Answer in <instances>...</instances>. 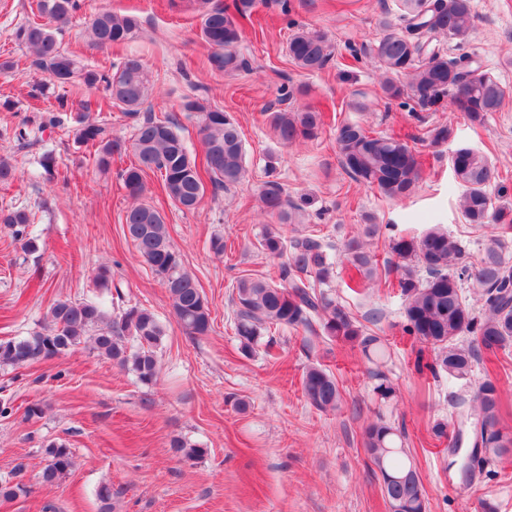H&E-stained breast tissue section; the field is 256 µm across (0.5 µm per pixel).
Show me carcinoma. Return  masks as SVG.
Wrapping results in <instances>:
<instances>
[{"label": "carcinoma", "mask_w": 512, "mask_h": 512, "mask_svg": "<svg viewBox=\"0 0 512 512\" xmlns=\"http://www.w3.org/2000/svg\"><path fill=\"white\" fill-rule=\"evenodd\" d=\"M255 0H186L185 6L199 12L201 40L208 50L207 65L215 73L232 75L247 67L241 52L244 27L252 21ZM82 0H35L32 18L17 25L13 40L30 53V66L60 87L103 88L107 108H117L134 119L131 142L112 134L104 120L86 111L75 118L74 139L95 148L97 167L108 172L112 157L132 152L134 161L119 172L126 191L134 200L125 215L126 235L143 261L161 278L171 300L176 322L189 336H206L211 331V311L203 293L183 266L173 246L161 212L141 201L146 192L147 171L160 173L162 189L178 207L195 209L205 195L203 176L219 189L245 181V146L234 116L204 98H185L182 110L194 114L204 148L202 163L192 159L171 119L160 120L146 107L153 80L150 71L135 55L119 64L91 67L65 49L57 37L82 10ZM380 37L369 47L381 71L384 98H408L425 109L448 100V108L463 113L474 126L485 124L489 115L501 111L506 90L498 78L469 55L448 58L441 40L460 47L474 27L472 0H399L398 11L384 13L379 20ZM132 14L99 13L88 27L89 44L98 49L120 45L139 30ZM334 52L327 33L301 28L288 40V55L297 67L308 72L323 70ZM55 110L41 116L37 130L65 129L69 99L56 97ZM100 103L97 110H102ZM276 137L285 145L317 137L323 121L321 112L310 107L269 113ZM433 144L445 143L453 135L452 124H439L425 132ZM336 147L341 165L351 178L374 187L389 198L411 195L421 178L415 154L398 137L369 134L357 123L336 127ZM456 179L465 187L459 206L469 224L512 226V206H495L487 187L498 172L479 151L459 148L452 163ZM262 211L278 220L265 226L259 245L271 257L287 256L278 280L241 275L235 280V331L242 351H252L272 328L310 329L312 317L321 320L323 333L357 344L375 381L373 392L388 402L396 388L383 370L389 351L381 337L367 332L343 305L322 292L333 276L335 262L319 240L311 235L288 238L283 224H300L304 207L288 199L275 180L263 183L257 193ZM35 215L25 207L0 209V224L11 230L23 249H38L29 232ZM379 233V225L366 224L362 234L346 239L342 252L356 271L358 284L370 286L379 279L378 265L368 241ZM396 257L397 286L404 297L403 333L430 346L435 354L431 373L444 371L457 379L466 378L475 360L484 353L496 354L512 347V268L493 247L486 250L474 269L462 264L458 241L441 228L420 236L390 240ZM472 280L482 314L474 313L462 292V281ZM96 286L111 292V304L123 301L122 283L112 279L102 266ZM166 336V326L145 307L133 306L114 315L97 300H55L45 323L29 335L0 340V366L22 367L65 355L89 344L100 355L132 371L144 385L159 376L157 350ZM471 336L468 345L461 339ZM306 401L318 410L337 409L342 394L336 378L320 366L306 369L302 380ZM457 417L460 426L478 430L468 462L461 466L468 479L483 463L512 452V437L500 428L502 401L491 380L480 384L471 402ZM364 450L382 479V492L390 512H428V499L417 468L403 445V435L378 415L363 431ZM46 466L42 479L54 483L72 466L69 448L51 442L44 448Z\"/></svg>", "instance_id": "1"}]
</instances>
